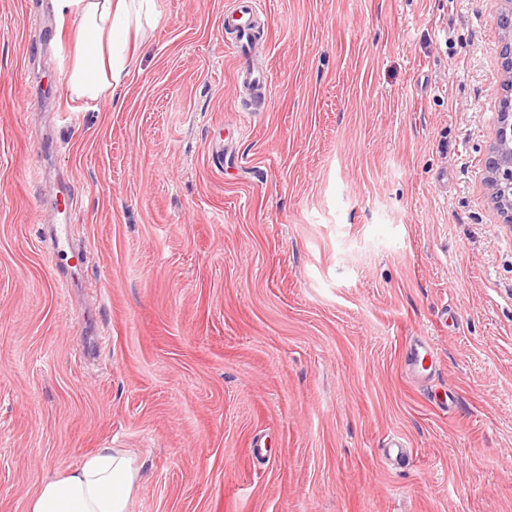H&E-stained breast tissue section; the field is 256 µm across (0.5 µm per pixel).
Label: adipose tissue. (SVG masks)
Masks as SVG:
<instances>
[{
  "label": "adipose tissue",
  "instance_id": "1",
  "mask_svg": "<svg viewBox=\"0 0 512 512\" xmlns=\"http://www.w3.org/2000/svg\"><path fill=\"white\" fill-rule=\"evenodd\" d=\"M59 25L68 27L72 61L63 77L69 92L93 106L111 104L127 79L124 46L132 22L153 18L154 0H50ZM142 481L123 448H101L59 479L40 485L28 512H130Z\"/></svg>",
  "mask_w": 512,
  "mask_h": 512
}]
</instances>
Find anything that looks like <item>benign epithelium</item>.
I'll return each instance as SVG.
<instances>
[{"mask_svg": "<svg viewBox=\"0 0 512 512\" xmlns=\"http://www.w3.org/2000/svg\"><path fill=\"white\" fill-rule=\"evenodd\" d=\"M498 25L505 30L502 50L504 94L500 98L499 124L488 161V185L492 201L512 223V10L502 13Z\"/></svg>", "mask_w": 512, "mask_h": 512, "instance_id": "benign-epithelium-1", "label": "benign epithelium"}]
</instances>
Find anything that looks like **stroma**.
I'll list each match as a JSON object with an SVG mask.
<instances>
[{"instance_id":"stroma-1","label":"stroma","mask_w":512,"mask_h":512,"mask_svg":"<svg viewBox=\"0 0 512 512\" xmlns=\"http://www.w3.org/2000/svg\"><path fill=\"white\" fill-rule=\"evenodd\" d=\"M259 2L247 118L233 0H154L99 109L0 0V512L105 447L131 512H512L503 4ZM498 25L505 30L502 50L504 94L500 98L499 124L488 161V185L492 201L512 223V7L498 18ZM235 79L238 87L245 97L252 91H262L264 94L270 92V86L265 74L262 77L254 78L247 66H240L236 72Z\"/></svg>"}]
</instances>
